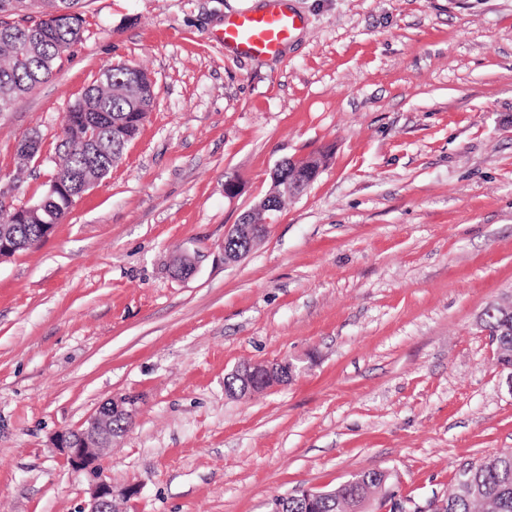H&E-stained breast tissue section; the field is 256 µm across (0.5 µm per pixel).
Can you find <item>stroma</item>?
<instances>
[{
  "label": "stroma",
  "mask_w": 512,
  "mask_h": 512,
  "mask_svg": "<svg viewBox=\"0 0 512 512\" xmlns=\"http://www.w3.org/2000/svg\"><path fill=\"white\" fill-rule=\"evenodd\" d=\"M289 5L307 29L258 62L215 38L258 0H87L89 35L0 112V189L21 205L104 67L155 79L108 177L0 260V512H81L90 485L51 440L115 394L140 397L101 466L137 488L125 512H269L372 470L434 512L462 468L512 449L478 326L512 294V0ZM32 133L44 155L23 167ZM314 152L308 191L225 263L277 164ZM276 360L287 384L225 392L238 364Z\"/></svg>",
  "instance_id": "35a3bbf8"
}]
</instances>
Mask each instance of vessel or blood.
I'll return each mask as SVG.
<instances>
[{
  "instance_id": "1",
  "label": "vessel or blood",
  "mask_w": 512,
  "mask_h": 512,
  "mask_svg": "<svg viewBox=\"0 0 512 512\" xmlns=\"http://www.w3.org/2000/svg\"><path fill=\"white\" fill-rule=\"evenodd\" d=\"M305 18L294 12L288 0H265L262 9L225 17L218 38L225 55L273 58L305 28Z\"/></svg>"
}]
</instances>
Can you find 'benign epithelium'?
<instances>
[{"label": "benign epithelium", "instance_id": "1", "mask_svg": "<svg viewBox=\"0 0 512 512\" xmlns=\"http://www.w3.org/2000/svg\"><path fill=\"white\" fill-rule=\"evenodd\" d=\"M287 167L296 172V175L290 179L282 174ZM305 167L315 170V173L318 174L324 165L317 154L305 158H290L286 164L279 163L275 169L274 178L281 185V191L292 198L302 196L312 184V181L297 175V172ZM0 202L12 209L15 219L22 223L41 208V202L38 200L16 206L13 204L11 195L2 190H0ZM254 209L260 211L261 223L250 224L244 220L233 225L227 233V237L236 238L244 235L250 239V244L254 245L263 238L269 225L277 223L280 209L274 195H265L254 205ZM257 370L265 372L266 376L271 378L273 385L288 383L289 377L284 375L273 362L245 363L236 367L233 374L247 381ZM138 402V396L133 394L110 396L99 404L95 413L84 426L61 431L54 436L53 447L59 451L63 461L72 471L85 473L91 483L90 500L83 512H119L118 499L129 500L138 494V490L134 487H128L119 494L115 493L112 485L101 479L99 464L103 450L111 447L112 443L116 441V437L107 431V425L112 421V417L135 415Z\"/></svg>", "mask_w": 512, "mask_h": 512}]
</instances>
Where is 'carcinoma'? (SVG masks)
<instances>
[{
	"mask_svg": "<svg viewBox=\"0 0 512 512\" xmlns=\"http://www.w3.org/2000/svg\"><path fill=\"white\" fill-rule=\"evenodd\" d=\"M80 0H0V112L10 111L37 85L54 75L62 56L85 39V16L74 10ZM41 8L38 30L23 24L22 14ZM145 72L134 65L106 67L66 113L63 137L56 146L55 176L101 180L123 156L151 112L154 101L145 95ZM69 192L49 198L26 224L13 225L22 249L42 243L46 226L62 223L70 209ZM481 321L496 351L497 364L512 369V301L493 302ZM377 508L397 512L400 503L378 471L358 475L351 484L322 490L314 508L306 491L288 502L276 497L271 507L283 512H365L370 494ZM438 512H512V451L494 454L463 469Z\"/></svg>",
	"mask_w": 512,
	"mask_h": 512,
	"instance_id": "carcinoma-1",
	"label": "carcinoma"
}]
</instances>
